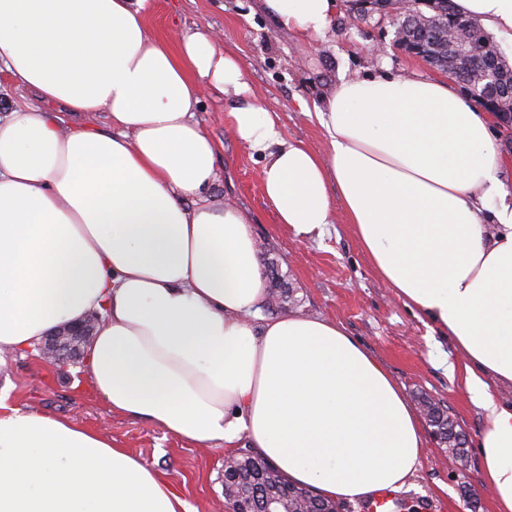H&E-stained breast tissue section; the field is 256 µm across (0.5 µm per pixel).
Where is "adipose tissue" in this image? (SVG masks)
I'll return each mask as SVG.
<instances>
[{"instance_id":"ef3b65f1","label":"adipose tissue","mask_w":512,"mask_h":512,"mask_svg":"<svg viewBox=\"0 0 512 512\" xmlns=\"http://www.w3.org/2000/svg\"><path fill=\"white\" fill-rule=\"evenodd\" d=\"M512 43V0H453ZM340 0H261L325 37ZM148 0H0V67L34 94L0 116V352L89 311L86 373L113 411L199 447L255 448L336 502L409 484L426 445L383 366L341 326L264 317L250 219L210 200L200 92L239 99L230 130L296 234L343 213L383 283L463 356L495 512H512V204L494 118L447 84L379 73L316 108L326 154L286 141L215 34L152 35ZM107 113L111 133L67 121ZM0 512H189L160 471L71 421L0 399Z\"/></svg>"}]
</instances>
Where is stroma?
I'll return each instance as SVG.
<instances>
[{
	"instance_id": "obj_1",
	"label": "stroma",
	"mask_w": 512,
	"mask_h": 512,
	"mask_svg": "<svg viewBox=\"0 0 512 512\" xmlns=\"http://www.w3.org/2000/svg\"><path fill=\"white\" fill-rule=\"evenodd\" d=\"M148 23L156 36L170 41L186 27L220 33L222 47L238 56L247 81L277 115L283 137L321 155L327 141L309 112L341 79L366 76L383 64L396 74L442 76L398 48L391 20L354 21L346 9L337 12L320 42L279 28L261 10L260 0H150ZM228 110L223 94L206 88L195 118L217 144V180L210 197L247 213L268 289L292 293L281 307H265V315L293 312L340 324L413 404L429 399L444 405L470 439L468 465L458 469L436 439L427 437L410 494L429 500L431 512H494L477 453L482 416L463 391L462 357L382 283L343 216L306 235L277 223L258 179L263 157L229 133ZM0 393L22 410L76 421L157 468L190 512H217L224 499L223 445L199 448L148 419L112 411L90 385L83 362L49 368L17 353L0 355Z\"/></svg>"
}]
</instances>
